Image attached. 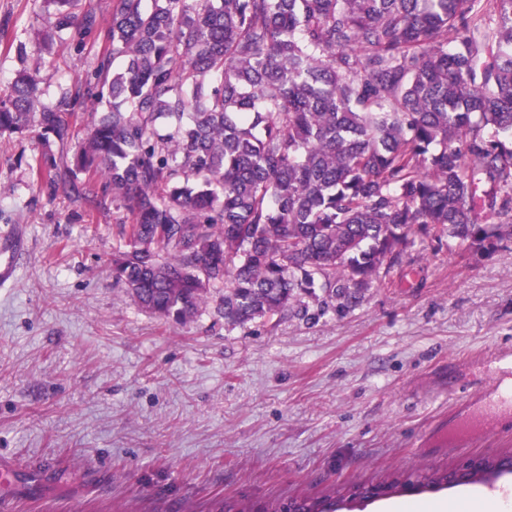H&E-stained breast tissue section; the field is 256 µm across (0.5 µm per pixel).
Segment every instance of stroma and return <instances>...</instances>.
I'll list each match as a JSON object with an SVG mask.
<instances>
[{
  "label": "stroma",
  "mask_w": 512,
  "mask_h": 512,
  "mask_svg": "<svg viewBox=\"0 0 512 512\" xmlns=\"http://www.w3.org/2000/svg\"><path fill=\"white\" fill-rule=\"evenodd\" d=\"M42 7L0 0V93L38 66L50 105L103 48L67 35L33 52ZM59 156L34 135L0 139V231L21 224L27 239L0 288V457L39 489L0 512H210L512 453V424L453 454L442 444L449 395L471 390L449 360L512 351V240L480 257L417 238L341 318L228 328L206 308L182 326L114 283L125 212L111 193L34 181L32 159Z\"/></svg>",
  "instance_id": "obj_1"
}]
</instances>
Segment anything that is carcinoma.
<instances>
[{
	"mask_svg": "<svg viewBox=\"0 0 512 512\" xmlns=\"http://www.w3.org/2000/svg\"><path fill=\"white\" fill-rule=\"evenodd\" d=\"M81 2L43 0L38 50L69 30L86 46ZM107 29L51 106L21 69L0 136L104 178L126 213L112 278L142 310L316 323L417 233L480 255L512 239V0H115Z\"/></svg>",
	"mask_w": 512,
	"mask_h": 512,
	"instance_id": "cac0c4a2",
	"label": "carcinoma"
}]
</instances>
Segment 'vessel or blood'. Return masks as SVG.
I'll list each match as a JSON object with an SVG mask.
<instances>
[{
    "mask_svg": "<svg viewBox=\"0 0 512 512\" xmlns=\"http://www.w3.org/2000/svg\"><path fill=\"white\" fill-rule=\"evenodd\" d=\"M25 248L23 225H14L0 235V286L14 281L16 260ZM469 365L485 372L488 383L464 399L453 400L448 412V437L445 441L452 451L493 433L495 426L485 422V413H512V352L481 354L472 357Z\"/></svg>",
    "mask_w": 512,
    "mask_h": 512,
    "instance_id": "vessel-or-blood-1",
    "label": "vessel or blood"
}]
</instances>
